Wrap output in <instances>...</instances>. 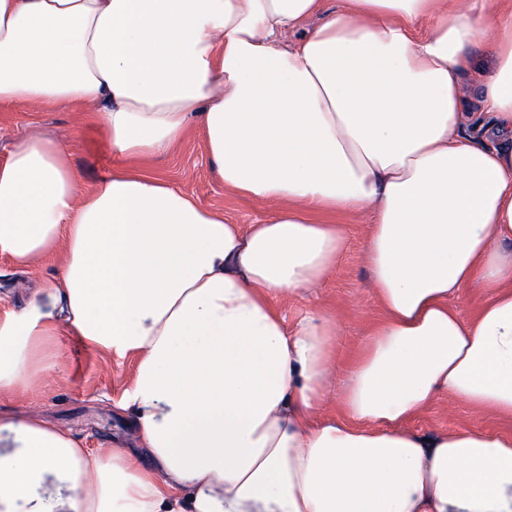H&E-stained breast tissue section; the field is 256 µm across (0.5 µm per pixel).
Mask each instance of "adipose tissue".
I'll list each match as a JSON object with an SVG mask.
<instances>
[{"mask_svg":"<svg viewBox=\"0 0 512 512\" xmlns=\"http://www.w3.org/2000/svg\"><path fill=\"white\" fill-rule=\"evenodd\" d=\"M19 102L96 112L131 160L197 122L225 187L274 210L244 229L131 168L87 193L40 135L0 161V255L63 253L0 310V391L63 330L137 359L135 447L0 414V512H512V434L407 427L441 393L512 417V0H0ZM339 212L368 220L384 312L344 373L338 321L273 305L336 267ZM485 299L486 294L483 288L473 286L465 288L454 300L453 305L463 318L470 319L476 314Z\"/></svg>","mask_w":512,"mask_h":512,"instance_id":"obj_1","label":"adipose tissue"}]
</instances>
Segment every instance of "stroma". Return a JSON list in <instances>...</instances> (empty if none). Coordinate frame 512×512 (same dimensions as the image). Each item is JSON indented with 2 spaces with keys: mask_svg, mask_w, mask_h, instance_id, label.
<instances>
[{
  "mask_svg": "<svg viewBox=\"0 0 512 512\" xmlns=\"http://www.w3.org/2000/svg\"><path fill=\"white\" fill-rule=\"evenodd\" d=\"M40 133L65 144L70 161L81 175L86 190H93L113 169L126 161L113 154L105 134L92 113L65 104L54 107L17 103L0 107V160L31 133ZM143 170L177 183L204 206L224 214L236 224H252L267 214L265 205L225 190L204 147V132L190 126L187 135L167 154L145 159ZM352 236V245L320 288L306 295H291L275 305L287 325L305 312L318 309L342 326L336 339V362L348 370L362 353L370 330L381 320L371 287V277L362 259L364 241L357 217L339 218ZM59 271V258L50 255L32 268L20 270L0 255V307H22L31 293ZM45 351L57 365L44 384L16 394H0V411L28 410L70 430L86 447L108 448L134 445L129 417L117 407L134 377L136 361L120 359L85 345L80 337L62 331L48 339ZM426 434L443 430L474 429L512 434V419L493 414L478 415L460 401L440 396L410 424Z\"/></svg>",
  "mask_w": 512,
  "mask_h": 512,
  "instance_id": "stroma-1",
  "label": "stroma"
}]
</instances>
